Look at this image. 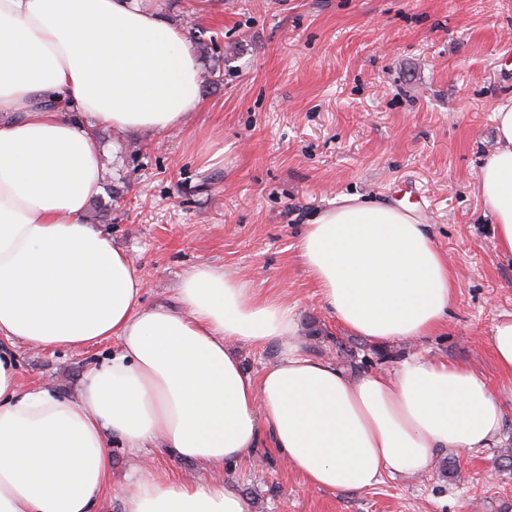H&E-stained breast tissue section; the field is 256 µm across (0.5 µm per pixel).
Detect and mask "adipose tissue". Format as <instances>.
Wrapping results in <instances>:
<instances>
[{
    "label": "adipose tissue",
    "instance_id": "adipose-tissue-1",
    "mask_svg": "<svg viewBox=\"0 0 512 512\" xmlns=\"http://www.w3.org/2000/svg\"><path fill=\"white\" fill-rule=\"evenodd\" d=\"M201 67L184 31L141 0H0V512H94L119 438L216 469L277 448L316 490L419 476L448 448L496 443L512 386L445 359L347 375L305 353L295 311L225 269L188 270L174 306L143 307L128 252L86 220L106 169L97 126L165 133L187 124ZM477 192L500 261L512 263V101ZM298 258L355 335L416 341L446 323L447 255L404 206L341 196L306 224ZM116 341L78 396L19 382L8 346L77 351ZM280 344L261 374L241 346ZM124 512H251L223 477L140 465Z\"/></svg>",
    "mask_w": 512,
    "mask_h": 512
}]
</instances>
